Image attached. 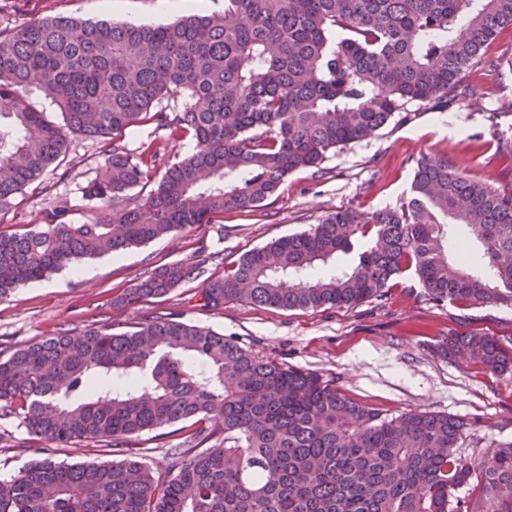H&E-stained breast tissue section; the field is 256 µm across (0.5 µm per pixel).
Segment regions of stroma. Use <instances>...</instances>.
<instances>
[{"label":"stroma","mask_w":512,"mask_h":512,"mask_svg":"<svg viewBox=\"0 0 512 512\" xmlns=\"http://www.w3.org/2000/svg\"><path fill=\"white\" fill-rule=\"evenodd\" d=\"M181 0H0V26L72 16L116 22L168 23L184 15ZM473 99L440 109L414 105L374 136L329 155L320 168L289 175L267 206L228 211L149 244L88 260L92 277L62 270L18 288L0 302V355L56 334L83 330L91 315L133 323L173 313L238 340L259 356L334 381L351 399L393 416L440 412L473 421L458 453L474 460L512 442V373L494 374L436 354L449 334L479 330L512 342V305L437 304L429 301L414 271L396 277L384 300L351 308L274 310L227 302L208 311L199 305L204 280L179 285L162 298L130 307L112 300L159 267L192 261L200 247L234 264L245 252L306 230L347 207L394 208L406 200L423 156L450 165L499 191H512V29L500 31L470 65ZM70 175H45L46 192L25 188L0 205V233L19 234L41 224L46 210L67 206L72 223L93 218L84 186L104 163L100 141L73 138ZM19 419H0V480L19 474L43 452Z\"/></svg>","instance_id":"obj_1"}]
</instances>
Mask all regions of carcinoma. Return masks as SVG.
Here are the masks:
<instances>
[{"label": "carcinoma", "mask_w": 512, "mask_h": 512, "mask_svg": "<svg viewBox=\"0 0 512 512\" xmlns=\"http://www.w3.org/2000/svg\"><path fill=\"white\" fill-rule=\"evenodd\" d=\"M507 27L512 0H224L219 14L159 25L62 16L0 29V204L61 169L73 135L103 142L105 155L85 187L98 203L90 222L58 209L0 234V300L81 260L256 210L289 174L373 136L408 105L466 98V71ZM33 90L61 122L29 106ZM164 99L174 105L156 109ZM147 120L154 129L129 148L125 131ZM160 138L194 146L170 161ZM151 182L138 203L135 190ZM455 227L473 236L487 275L469 270L466 242L448 257ZM356 242L365 248L354 263L339 264ZM217 261L201 252L165 265L117 301L203 277L205 309L342 308L385 299L412 268L437 304H512V193L424 157L401 206L330 213L212 278ZM438 352L512 369V347L486 333L450 335ZM12 416L57 448L89 440L122 459L68 464L47 450L0 481V512H449L469 484L480 496L454 512H512V442L468 463L457 453L461 420L389 417L317 373L171 317L122 332L97 320L1 358L0 418ZM174 426L186 449L162 478L130 442Z\"/></svg>", "instance_id": "cac0c4a2"}]
</instances>
